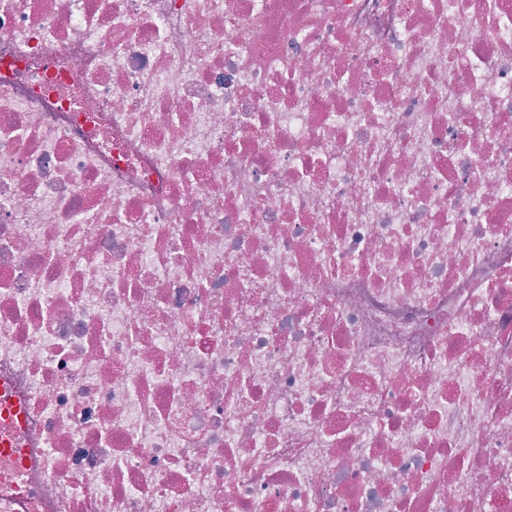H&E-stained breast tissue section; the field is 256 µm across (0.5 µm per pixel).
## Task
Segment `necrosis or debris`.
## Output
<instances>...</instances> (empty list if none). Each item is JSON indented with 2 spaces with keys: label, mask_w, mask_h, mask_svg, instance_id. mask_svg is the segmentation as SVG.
Returning a JSON list of instances; mask_svg holds the SVG:
<instances>
[{
  "label": "necrosis or debris",
  "mask_w": 512,
  "mask_h": 512,
  "mask_svg": "<svg viewBox=\"0 0 512 512\" xmlns=\"http://www.w3.org/2000/svg\"><path fill=\"white\" fill-rule=\"evenodd\" d=\"M0 512H512V0H0Z\"/></svg>",
  "instance_id": "necrosis-or-debris-1"
}]
</instances>
